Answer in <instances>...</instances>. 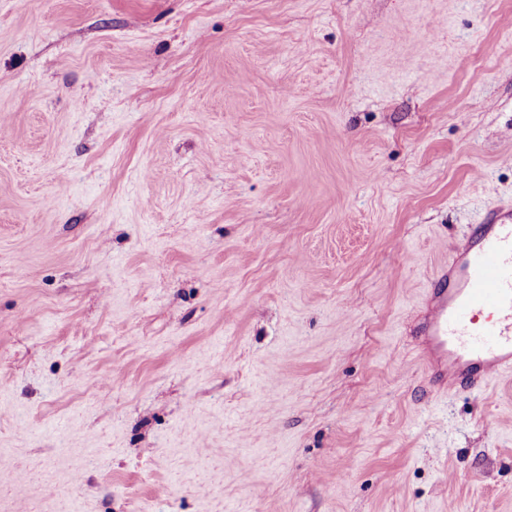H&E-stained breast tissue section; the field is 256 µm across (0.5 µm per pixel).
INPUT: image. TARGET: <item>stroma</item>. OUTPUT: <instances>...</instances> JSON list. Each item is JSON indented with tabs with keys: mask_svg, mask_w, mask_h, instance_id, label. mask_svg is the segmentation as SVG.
<instances>
[{
	"mask_svg": "<svg viewBox=\"0 0 512 512\" xmlns=\"http://www.w3.org/2000/svg\"><path fill=\"white\" fill-rule=\"evenodd\" d=\"M506 205L512 0H0V512H512L407 323Z\"/></svg>",
	"mask_w": 512,
	"mask_h": 512,
	"instance_id": "35a3bbf8",
	"label": "stroma"
}]
</instances>
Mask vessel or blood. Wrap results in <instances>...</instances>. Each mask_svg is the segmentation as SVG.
Masks as SVG:
<instances>
[{"mask_svg":"<svg viewBox=\"0 0 512 512\" xmlns=\"http://www.w3.org/2000/svg\"><path fill=\"white\" fill-rule=\"evenodd\" d=\"M417 326L436 392L512 373V209L486 212L435 278Z\"/></svg>","mask_w":512,"mask_h":512,"instance_id":"1","label":"vessel or blood"}]
</instances>
